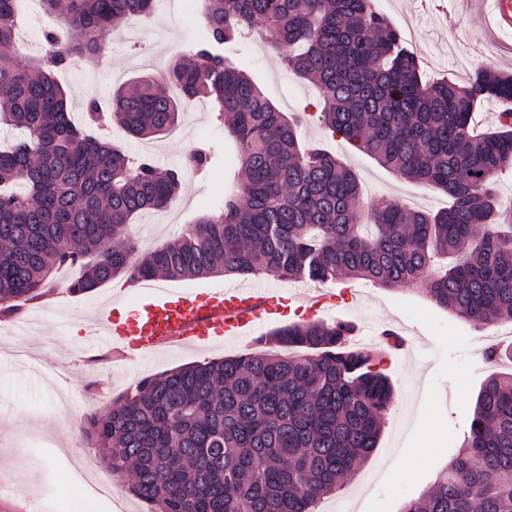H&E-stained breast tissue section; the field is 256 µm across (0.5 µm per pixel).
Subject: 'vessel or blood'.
<instances>
[{
    "mask_svg": "<svg viewBox=\"0 0 512 512\" xmlns=\"http://www.w3.org/2000/svg\"><path fill=\"white\" fill-rule=\"evenodd\" d=\"M284 300L280 289L217 288L193 296L157 287L146 292L137 310L125 318L114 315L111 304H103L94 316L89 350L122 353L132 348L149 356L194 341L239 339L253 325L269 320Z\"/></svg>",
    "mask_w": 512,
    "mask_h": 512,
    "instance_id": "vessel-or-blood-1",
    "label": "vessel or blood"
}]
</instances>
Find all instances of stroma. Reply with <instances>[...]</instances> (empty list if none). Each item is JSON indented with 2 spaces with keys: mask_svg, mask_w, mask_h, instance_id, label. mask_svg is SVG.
I'll use <instances>...</instances> for the list:
<instances>
[{
  "mask_svg": "<svg viewBox=\"0 0 512 512\" xmlns=\"http://www.w3.org/2000/svg\"><path fill=\"white\" fill-rule=\"evenodd\" d=\"M197 0H158L147 18L113 29L97 66L73 59L59 73L72 118L82 121L88 99L109 101L116 88L149 73L164 74L195 33ZM401 31L409 47L427 59V78L465 82L476 71L512 73V27L503 25L492 0H374ZM19 65H29L43 45L48 27L37 0H23ZM141 43H128L130 29ZM239 49L248 72L265 95L284 112L320 111L315 86L288 73L268 46L248 39ZM108 130L114 144L134 157L149 155L165 167L184 166L190 151L202 148L214 160L210 168L189 170L177 200L163 212L142 215L131 228L139 251L174 240L185 224L209 212L224 194V158L228 141L209 100L184 105L174 133L145 142L128 137L117 125ZM305 141L328 145L358 176L368 202H397L413 210L447 207L441 191L397 177L369 156L332 136L319 121L302 132ZM171 288L196 293L211 288H283L304 294L317 283L286 281L274 274L212 276L174 280ZM349 287L352 295L320 312L321 320L356 323L363 335L386 327L407 338L377 368L390 380L394 403L385 417L373 455L348 473L336 492L325 495L316 512H402L421 497L436 472L448 465L468 429L472 402L482 381L494 373H512V361L488 360V347L512 343V321L478 329L430 301L428 281L404 290L381 288L363 280L325 284L328 292ZM145 283L116 279L88 295L66 294L23 306L18 318L0 319V512H81L69 475L86 465L102 468L105 450L86 441L81 426L91 414L107 415L113 399L142 378L172 368L235 356L254 348L255 338L298 322L283 312L254 326L239 341L192 344L148 358L129 351L110 363L91 366L85 350L98 307L134 309Z\"/></svg>",
  "mask_w": 512,
  "mask_h": 512,
  "instance_id": "stroma-1",
  "label": "stroma"
}]
</instances>
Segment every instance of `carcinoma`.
<instances>
[{"label":"carcinoma","instance_id":"1","mask_svg":"<svg viewBox=\"0 0 512 512\" xmlns=\"http://www.w3.org/2000/svg\"><path fill=\"white\" fill-rule=\"evenodd\" d=\"M17 0H0V124L24 138L0 146V316L9 318L75 269L85 295L124 277L199 279L275 273L315 283L362 279L386 288L431 278L439 307L477 328L512 318V203L496 190L512 169V109L497 131L470 133L486 99L512 102V75L428 83L417 53L372 0H201L198 37L167 70L117 88V124L140 139L169 133L185 101L209 98L233 140L232 177L213 214L141 255L127 236L167 209L184 172L129 158L95 132L102 108L71 118L56 73L105 52V35L149 17L154 0H40L51 20L42 55L16 65ZM266 36L280 61L319 89V121L402 178L442 190L435 214L372 207L337 155L301 139L308 116L280 111L224 46ZM355 324L311 320L274 330L253 351L141 379L86 438L107 445L108 470L133 466L143 512H315L320 498L377 447L393 404L374 350ZM296 347L299 357L267 350ZM403 512H512V373L481 384L468 430L427 493Z\"/></svg>","mask_w":512,"mask_h":512}]
</instances>
